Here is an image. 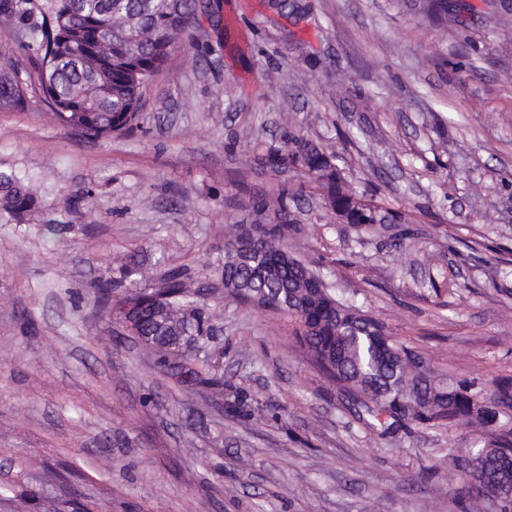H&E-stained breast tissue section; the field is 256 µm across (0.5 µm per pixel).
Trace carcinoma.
I'll return each instance as SVG.
<instances>
[{"label": "carcinoma", "instance_id": "obj_1", "mask_svg": "<svg viewBox=\"0 0 512 512\" xmlns=\"http://www.w3.org/2000/svg\"><path fill=\"white\" fill-rule=\"evenodd\" d=\"M196 12L195 0H0V15L15 22V48L0 52V107L23 109L28 83L14 55L34 54L47 116L80 139H106L139 126L147 83L171 63L179 34ZM278 170L299 165L326 197L347 201L356 191L337 177L327 157L300 136L288 149L267 155ZM283 193L253 204L272 212L253 237L239 227L225 238L221 275L225 296L288 316L292 333L329 385L348 394L388 433L401 425L464 427L482 440L450 449L448 481L465 483L496 512H512V378L493 379L480 389L431 369L425 359L353 302L337 298L322 277L295 257L288 241L297 218ZM37 206L28 185L0 170V214L22 222ZM349 221L379 222L361 205ZM129 284L107 282L101 306L122 318L133 335L152 337L158 363L175 372L186 389L207 386L217 395L218 358L198 370L173 359L185 341H204L207 318L199 303L207 296L193 277L173 271L164 286L149 287L138 267ZM134 306L135 313L126 312Z\"/></svg>", "mask_w": 512, "mask_h": 512}]
</instances>
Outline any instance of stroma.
<instances>
[{
  "label": "stroma",
  "mask_w": 512,
  "mask_h": 512,
  "mask_svg": "<svg viewBox=\"0 0 512 512\" xmlns=\"http://www.w3.org/2000/svg\"><path fill=\"white\" fill-rule=\"evenodd\" d=\"M199 2L138 128L77 139L35 84L0 109V168L38 197L0 216V512H493L448 479L473 432L366 425L286 317L225 297L221 263L253 201L287 193L292 250L393 336L453 377L512 376V0H447L441 22L431 0ZM292 135L401 223H343L300 167L272 170ZM130 256L153 286L209 288L223 396L98 312Z\"/></svg>",
  "instance_id": "1"
}]
</instances>
